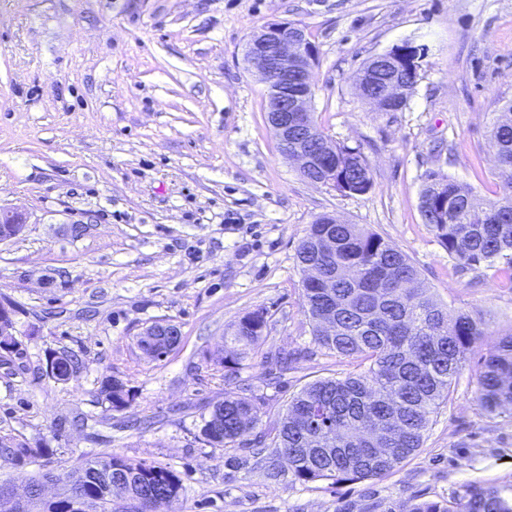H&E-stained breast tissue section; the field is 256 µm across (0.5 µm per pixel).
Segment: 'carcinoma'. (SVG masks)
<instances>
[{
  "mask_svg": "<svg viewBox=\"0 0 512 512\" xmlns=\"http://www.w3.org/2000/svg\"><path fill=\"white\" fill-rule=\"evenodd\" d=\"M418 69L410 60L397 64L402 88L398 106L411 96ZM490 139L502 185L498 198L484 201L434 171L426 173L421 197L448 199V223L429 228L461 269L485 263L512 278V101L494 119ZM371 188L372 171L362 153L336 146V191L364 195ZM296 258L302 271L322 272L318 279L303 280V308L315 342L330 354L354 360L357 370L344 378L319 379L290 400L274 434H263L270 444L262 472L272 481L289 473L294 483L379 478L421 448L432 417L448 403L467 354L488 329L482 318L468 312L448 315L421 285L410 258L358 224L322 215L309 225ZM265 327V312L257 310L234 323L232 341L253 345ZM178 343L157 336L142 351L160 360ZM73 373L71 355L61 352L46 376L61 382ZM480 385L485 411L512 410V331L501 334L482 357ZM100 394L115 411L133 400L131 390L117 379L104 381ZM211 416L201 435L214 448L234 447L241 433L257 424L255 402L231 392L224 393ZM0 448L17 463L52 454L50 448H28L4 437ZM285 456L286 470L281 463ZM106 468L132 493L152 491L167 506L179 500L182 484L172 469L112 454L57 475V481L73 486L48 505V512H86L89 507L114 512L100 483ZM409 512H512V491L470 484L454 500L416 503Z\"/></svg>",
  "mask_w": 512,
  "mask_h": 512,
  "instance_id": "obj_1",
  "label": "carcinoma"
}]
</instances>
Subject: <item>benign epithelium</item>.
I'll return each mask as SVG.
<instances>
[{
  "mask_svg": "<svg viewBox=\"0 0 512 512\" xmlns=\"http://www.w3.org/2000/svg\"><path fill=\"white\" fill-rule=\"evenodd\" d=\"M421 47L404 42L378 54L374 60L383 62L391 55L412 57ZM248 64L256 69L269 83L268 121L272 127L279 151L293 160L301 176L314 169L323 170V176L311 183L336 189V170L329 168L336 155V146L323 143L321 153L310 152L298 135L306 132L313 137L310 102L313 97L310 72L317 61L316 46L310 41L307 28L295 22H273L252 33L245 53ZM363 96L381 112H393L397 104V83L385 81L379 90H366ZM28 224L27 214L0 204V244L20 236ZM174 322L158 321L147 327L142 338L150 342L156 336L180 335L171 332ZM16 335L13 308L0 303V340ZM128 512H149L156 503L152 495L143 493L129 498Z\"/></svg>",
  "mask_w": 512,
  "mask_h": 512,
  "instance_id": "7a95c632",
  "label": "benign epithelium"
}]
</instances>
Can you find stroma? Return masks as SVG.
Returning a JSON list of instances; mask_svg holds the SVG:
<instances>
[{
  "label": "stroma",
  "mask_w": 512,
  "mask_h": 512,
  "mask_svg": "<svg viewBox=\"0 0 512 512\" xmlns=\"http://www.w3.org/2000/svg\"><path fill=\"white\" fill-rule=\"evenodd\" d=\"M272 21L307 27L313 117L366 157L368 193L311 184L280 153L269 85L244 60ZM405 41L425 48L417 84L402 110L377 111L352 78ZM511 99L512 0H0V203L30 216L0 245V303L24 344L0 356V436L54 451L27 465L0 453V485L22 502L39 472L118 454L179 473L175 512H409L468 484L512 487V413L483 410L477 366L512 328V286L487 265L460 270L419 210L432 170L496 197L490 123ZM325 213L393 242L448 313L482 317L488 334L395 470L275 482L257 433L308 383L355 369L317 346L304 314L296 250ZM258 309L266 328L239 370L216 364ZM160 320L182 336L154 360L137 340ZM63 350L79 364L58 383L45 369ZM281 352L299 356L284 374ZM107 378L129 407L109 408ZM228 392L255 399L258 424L214 448L200 429ZM100 394L112 410L120 411L130 405L134 395L117 379H108L101 384Z\"/></svg>",
  "instance_id": "stroma-1"
}]
</instances>
